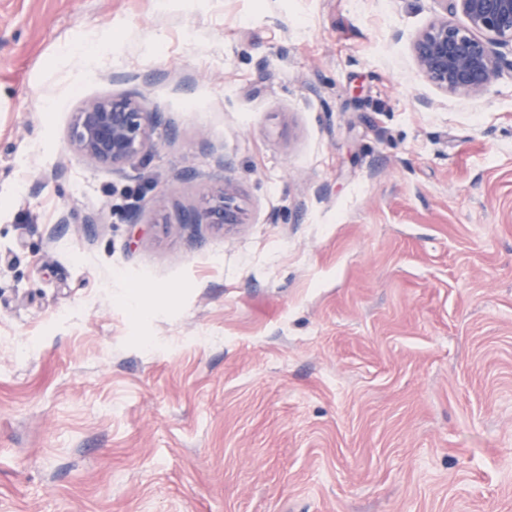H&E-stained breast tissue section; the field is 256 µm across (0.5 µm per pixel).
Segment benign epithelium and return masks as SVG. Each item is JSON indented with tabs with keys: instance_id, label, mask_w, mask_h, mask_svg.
I'll return each instance as SVG.
<instances>
[{
	"instance_id": "obj_1",
	"label": "benign epithelium",
	"mask_w": 512,
	"mask_h": 512,
	"mask_svg": "<svg viewBox=\"0 0 512 512\" xmlns=\"http://www.w3.org/2000/svg\"><path fill=\"white\" fill-rule=\"evenodd\" d=\"M460 10L466 25L442 16L413 40L412 52L421 76L445 93L477 99L491 79L512 68V0H443ZM155 116L136 96H102L85 100L72 114L67 149L91 168L124 167L152 149ZM229 181L202 198L200 206L179 215L177 223H242V209Z\"/></svg>"
}]
</instances>
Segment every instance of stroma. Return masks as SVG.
Returning a JSON list of instances; mask_svg holds the SVG:
<instances>
[{
    "mask_svg": "<svg viewBox=\"0 0 512 512\" xmlns=\"http://www.w3.org/2000/svg\"><path fill=\"white\" fill-rule=\"evenodd\" d=\"M443 15L0 0V512H512V69L425 82ZM134 93L153 151L88 168ZM155 116L136 96L85 100L73 112L67 149L88 167H124L152 149ZM236 198L235 187L226 181L203 197L199 207L180 214L174 224H216L223 227L241 224L243 212Z\"/></svg>",
    "mask_w": 512,
    "mask_h": 512,
    "instance_id": "1",
    "label": "stroma"
}]
</instances>
